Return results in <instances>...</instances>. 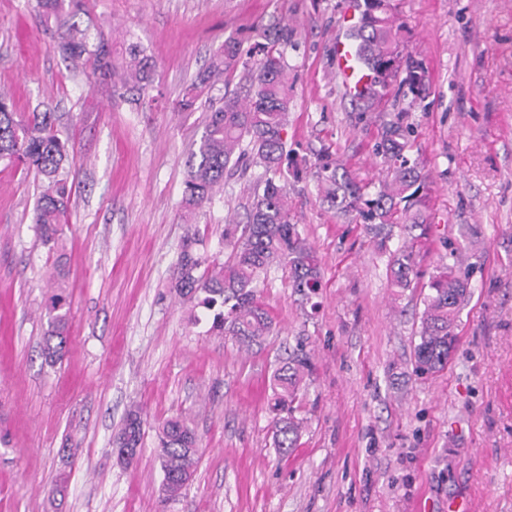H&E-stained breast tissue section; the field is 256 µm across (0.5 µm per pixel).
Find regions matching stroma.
Wrapping results in <instances>:
<instances>
[{
    "instance_id": "35a3bbf8",
    "label": "stroma",
    "mask_w": 512,
    "mask_h": 512,
    "mask_svg": "<svg viewBox=\"0 0 512 512\" xmlns=\"http://www.w3.org/2000/svg\"><path fill=\"white\" fill-rule=\"evenodd\" d=\"M403 59L428 88L391 87L359 114L329 50L349 0H83L81 25L112 58L146 48L154 83L141 99L115 92L91 65L56 49L31 0H0V88L18 111L52 110L74 145L73 194L62 244L49 251L34 222L39 179L0 162V512H157L163 474L158 423L184 417L200 443L193 482L167 512H512V0H390ZM284 20L301 46L287 53L289 148L331 152L357 181L384 178L372 153L383 123L404 113L427 178L421 280L460 251L472 296L447 367L419 377L413 345L418 289L389 287L385 256L363 224L323 204L305 169L288 189L294 223L321 261V306L282 278L260 289L272 321L262 346L211 334L206 309L170 292L188 227L195 249L224 262L227 216L244 219L246 183L225 181L211 206L184 219L186 160L211 106L176 104L229 35L258 41ZM70 273L71 329L61 362L43 355L44 304L56 262ZM311 356L301 384L300 445H273L270 384L297 345ZM146 434L136 462L111 445L127 411Z\"/></svg>"
}]
</instances>
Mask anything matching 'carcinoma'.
<instances>
[{"mask_svg":"<svg viewBox=\"0 0 512 512\" xmlns=\"http://www.w3.org/2000/svg\"><path fill=\"white\" fill-rule=\"evenodd\" d=\"M64 0H35V10L52 20L58 32V52L74 64L93 60V71L114 86L143 93L152 85V71L143 49L132 43L128 58L118 68L103 41L93 42L91 34L79 28L74 9L66 12ZM362 7L363 23L349 32L357 61L381 75L352 97L368 112L377 107L397 76L396 47L399 27L389 13V0H355ZM263 42L248 49L239 37L230 36L216 50L211 61L186 89L177 108L194 109L224 74L242 67L241 93L224 97L221 106L208 115L197 147L190 150L187 178L182 196L185 217H192L213 200L224 178L246 174L251 168L261 173L250 191L251 202L241 234L226 229L224 239L232 246L227 261L200 272L208 259L195 253L196 234L186 236L184 249L173 273L172 290L180 297L197 301L213 312L210 332L233 336L249 346L262 345L269 336L271 320L259 303L257 292L268 287L273 268L283 272L293 292L316 310L320 302L322 276L316 252L306 234L292 222L288 209V175L297 161L288 149L286 126L292 97L288 93V48L297 46V31L283 21L263 30ZM415 131L402 115L384 124L374 154L391 173L374 196L357 182L331 155L318 159V190L330 209L343 216H355L379 237V248L387 257L386 271L391 287L420 289L423 311L421 330L413 346L415 373L433 375L445 369L457 341L458 314L471 296L469 279L455 266L438 268L428 281L418 280L416 258L406 245L388 246L392 228L407 232L425 224L421 207L426 177L412 158ZM72 147L59 137L50 112L26 117L17 112L11 95L0 90V161L20 163L40 176L35 223L43 244H59L66 222L72 186L65 175ZM65 273L52 276L56 292L47 297V329L43 353L48 362L60 361L68 345L69 301L63 287ZM311 369L310 354L299 347L274 374L270 398L274 445L286 452L297 447L301 422L295 416L299 385ZM143 412L132 407L115 434L122 448H139L144 437ZM158 459L163 472L161 503L176 501L192 480L198 460L195 432L178 418L157 427Z\"/></svg>","mask_w":512,"mask_h":512,"instance_id":"1","label":"carcinoma"}]
</instances>
